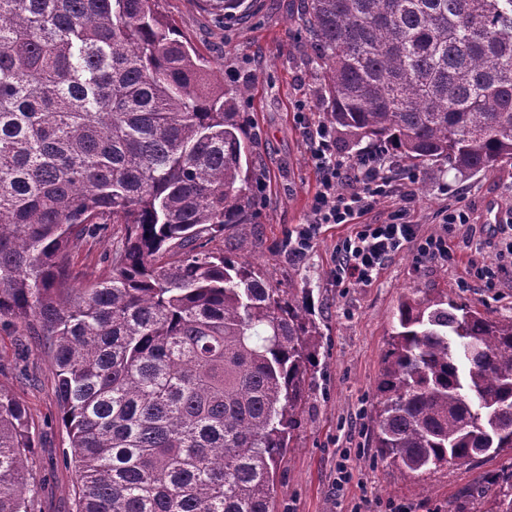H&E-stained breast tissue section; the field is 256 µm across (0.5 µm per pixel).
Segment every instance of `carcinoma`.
Masks as SVG:
<instances>
[{
    "label": "carcinoma",
    "instance_id": "cac0c4a2",
    "mask_svg": "<svg viewBox=\"0 0 512 512\" xmlns=\"http://www.w3.org/2000/svg\"><path fill=\"white\" fill-rule=\"evenodd\" d=\"M304 27L330 125L462 175L512 161V0H306ZM243 94L158 0H0V319L51 351L76 512H274L321 336L301 289L206 248L257 219ZM108 222L112 277L58 298ZM374 399L404 475L512 448V318L405 297ZM33 447L0 388V512H30ZM494 504L512 512V470Z\"/></svg>",
    "mask_w": 512,
    "mask_h": 512
}]
</instances>
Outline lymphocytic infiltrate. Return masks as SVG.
<instances>
[{"label": "lymphocytic infiltrate", "instance_id": "f902f5d3", "mask_svg": "<svg viewBox=\"0 0 512 512\" xmlns=\"http://www.w3.org/2000/svg\"><path fill=\"white\" fill-rule=\"evenodd\" d=\"M311 137L310 160L321 173V189L313 199L308 221L295 231L293 254L301 256L312 249L323 225L352 224L356 230L337 242L336 261L329 272L338 286L370 285L389 259L406 250L420 264L447 267L455 263L447 231L469 224L465 207H448L442 213V232L427 236L419 233L403 207L392 210L382 223H362V216L392 189L380 153L354 160L338 154L335 131L324 122Z\"/></svg>", "mask_w": 512, "mask_h": 512}]
</instances>
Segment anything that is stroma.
Wrapping results in <instances>:
<instances>
[{"label": "stroma", "instance_id": "35a3bbf8", "mask_svg": "<svg viewBox=\"0 0 512 512\" xmlns=\"http://www.w3.org/2000/svg\"><path fill=\"white\" fill-rule=\"evenodd\" d=\"M245 17L217 22L203 0H159V9L226 86L245 88L239 110L251 150L264 174L257 224L246 247L230 232L215 233L210 249L244 255L280 287L305 289L322 336L319 366L305 425L276 475L277 512H489L497 477L512 468V451L466 465L451 464L401 476L373 443L371 402L399 299L414 289L435 290L476 305L491 316H512V264L499 263L512 225V162L463 177L437 163L418 168L409 205L423 233L440 231L448 206H466L467 226L449 237L455 265L415 263L403 252L385 263L368 286L337 287L328 275L337 241L351 225L328 224L302 258L286 252L289 233L308 219L320 176L312 165L307 129L323 122L326 105L303 26L304 0H245ZM124 236L103 224L70 253L72 285L112 274V254ZM498 269V285L485 288L466 272L469 262ZM0 387L25 408L34 446L29 459L32 512H75L76 476L57 403L56 378L41 337L23 322L0 320Z\"/></svg>", "mask_w": 512, "mask_h": 512}]
</instances>
